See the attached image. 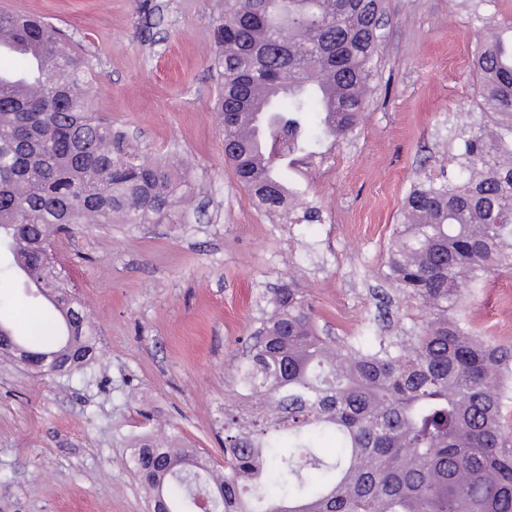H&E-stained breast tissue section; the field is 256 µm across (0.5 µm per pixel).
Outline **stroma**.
Instances as JSON below:
<instances>
[{
  "mask_svg": "<svg viewBox=\"0 0 512 512\" xmlns=\"http://www.w3.org/2000/svg\"><path fill=\"white\" fill-rule=\"evenodd\" d=\"M0 0L71 35L100 74L93 110L153 158L178 161L176 224H81L55 239L61 277L95 320L97 350L68 376L0 355V512H148L129 445L165 430L223 465L234 366L275 288L295 281L321 333L406 336L425 313L385 277L412 185L453 173L477 119L471 0H384L377 75L362 119L293 165L298 211L255 205L224 158L209 68L220 0ZM0 258V321L27 331L36 298ZM461 317L512 344V275L469 284Z\"/></svg>",
  "mask_w": 512,
  "mask_h": 512,
  "instance_id": "35a3bbf8",
  "label": "stroma"
}]
</instances>
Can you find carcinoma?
I'll list each match as a JSON object with an SVG mask.
<instances>
[{
  "mask_svg": "<svg viewBox=\"0 0 512 512\" xmlns=\"http://www.w3.org/2000/svg\"><path fill=\"white\" fill-rule=\"evenodd\" d=\"M382 0H223L213 68L224 155L255 203L286 208L288 154L311 153L307 114L344 136L375 76ZM0 11V32L43 54L36 89L0 73V247L47 305L48 373L82 368L95 329L73 309L52 239L75 224H174L171 163L150 158L94 115L89 61L61 34ZM499 28L474 52L481 119L461 131L455 175L410 190L389 249L388 281L425 318L394 340H335L315 327L305 289H277L239 357L224 402V473L195 448L139 438L131 452L151 512H512V438L501 425L512 349L457 315L467 283L512 273V41ZM336 437L326 454L322 438Z\"/></svg>",
  "mask_w": 512,
  "mask_h": 512,
  "instance_id": "carcinoma-1",
  "label": "carcinoma"
}]
</instances>
